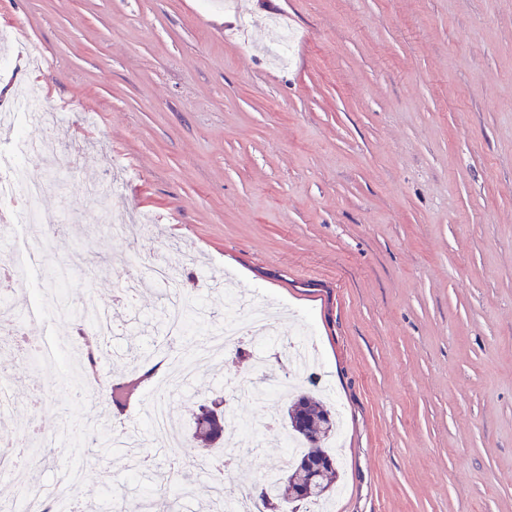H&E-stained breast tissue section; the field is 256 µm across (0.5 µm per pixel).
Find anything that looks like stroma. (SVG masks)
I'll return each instance as SVG.
<instances>
[{"label":"stroma","mask_w":512,"mask_h":512,"mask_svg":"<svg viewBox=\"0 0 512 512\" xmlns=\"http://www.w3.org/2000/svg\"><path fill=\"white\" fill-rule=\"evenodd\" d=\"M20 24L0 41V155L38 181L49 157L21 141L75 161L37 212L67 216L46 253L78 272L67 299L114 313L103 379L160 345V291L116 288L158 258L206 311L184 355L223 323L228 286L270 306L274 342L307 334L341 425L332 504L307 512H512V0H0V30ZM38 101L53 127L29 126ZM26 327L95 337L47 307ZM261 375L229 347L170 393L183 459L201 453L195 402ZM152 396L102 419L114 441L89 465L73 450L94 406L47 388L33 416L56 463L32 483L85 466L82 512H111L134 484L116 436ZM272 407H234L264 435L225 471L228 496L287 452Z\"/></svg>","instance_id":"35a3bbf8"}]
</instances>
